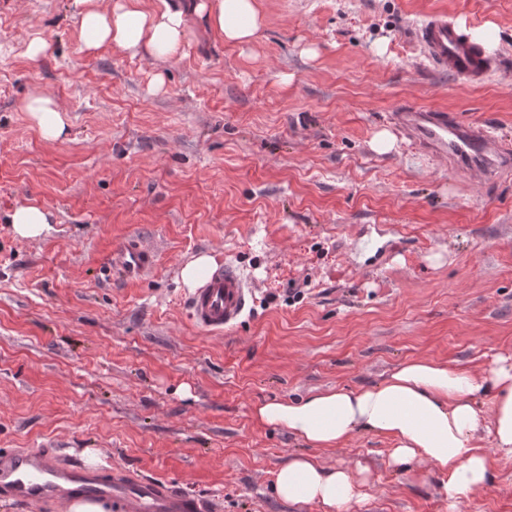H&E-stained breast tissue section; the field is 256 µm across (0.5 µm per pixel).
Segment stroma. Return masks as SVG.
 <instances>
[{
    "label": "stroma",
    "instance_id": "1",
    "mask_svg": "<svg viewBox=\"0 0 512 512\" xmlns=\"http://www.w3.org/2000/svg\"><path fill=\"white\" fill-rule=\"evenodd\" d=\"M188 10L195 35L161 64L81 49L73 0H0V451L54 441L67 459L178 483L216 512H319L273 491L309 452L368 467L354 512H512V459L456 510L433 476L361 432L306 449L256 405L380 382L428 359L481 369L512 355V181L460 182L404 136L378 153L390 112L413 104L512 140V0H258L265 25L231 46ZM442 14L491 23L499 63L472 82L433 71L413 27ZM40 33L32 61L21 43ZM165 89L155 92L157 74ZM65 110L41 138L31 91ZM49 212L17 237L13 209ZM379 247L367 251L370 239ZM148 252L128 274L117 251ZM230 261L255 289L242 324L198 327L183 267ZM23 110L45 140L57 141L68 136L64 111L53 97L44 92H31L24 101ZM10 224L19 237L35 239L48 229L49 214L36 205H20L10 214Z\"/></svg>",
    "mask_w": 512,
    "mask_h": 512
}]
</instances>
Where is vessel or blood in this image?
I'll return each mask as SVG.
<instances>
[{
  "mask_svg": "<svg viewBox=\"0 0 512 512\" xmlns=\"http://www.w3.org/2000/svg\"><path fill=\"white\" fill-rule=\"evenodd\" d=\"M413 39L436 71L480 81L496 67L447 16L426 18L414 29ZM390 119L416 150L445 159L457 179L467 180L476 171L491 183L512 176V143L495 136L491 121L464 123L439 110L412 106L397 107ZM253 295L251 283L228 261L189 296L188 307L199 327L221 332L241 323ZM83 498L111 504L112 512L210 509L208 500L186 493L173 481L119 467L104 475L65 460L46 443L0 453V500Z\"/></svg>",
  "mask_w": 512,
  "mask_h": 512,
  "instance_id": "1",
  "label": "vessel or blood"
}]
</instances>
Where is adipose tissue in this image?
<instances>
[{"label":"adipose tissue","mask_w":512,"mask_h":512,"mask_svg":"<svg viewBox=\"0 0 512 512\" xmlns=\"http://www.w3.org/2000/svg\"><path fill=\"white\" fill-rule=\"evenodd\" d=\"M82 49L110 45L133 57L180 58L189 26L183 10L145 9L141 0H74ZM193 10L231 45L250 43L264 25L257 0H195ZM24 112L48 141L68 136L65 115L46 93L31 92ZM255 419L288 430L312 448H337L360 432L391 439L389 458L426 468L457 507L492 480L490 454L512 456V356L497 355L481 370L410 359L382 382L354 390L328 388L298 401L259 404ZM364 469L328 468L299 454L276 471L282 501L351 512L363 499Z\"/></svg>","instance_id":"obj_1"}]
</instances>
